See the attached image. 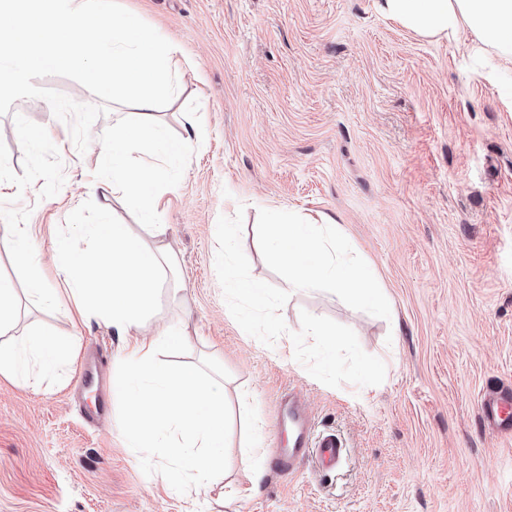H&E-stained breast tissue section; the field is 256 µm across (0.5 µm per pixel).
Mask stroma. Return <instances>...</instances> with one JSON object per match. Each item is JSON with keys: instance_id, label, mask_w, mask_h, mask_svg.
<instances>
[{"instance_id": "35a3bbf8", "label": "stroma", "mask_w": 512, "mask_h": 512, "mask_svg": "<svg viewBox=\"0 0 512 512\" xmlns=\"http://www.w3.org/2000/svg\"><path fill=\"white\" fill-rule=\"evenodd\" d=\"M120 3L172 44L179 92L154 118L196 151L156 231L122 195L87 188L97 136L135 107L111 104L83 152L45 100L0 116V225L28 231L58 291L54 304L33 300L13 236L0 235L14 337L51 330L75 352L34 387L0 376V512H512V432L480 410L512 387V60L466 33L421 37L377 0ZM89 199L177 256L135 335L187 321L183 362L212 357L229 373L228 466L192 498L142 472L115 401L97 423L83 418L84 349L100 346L110 379L122 346L109 322L77 316L51 261L58 227ZM275 208L333 219L342 258L374 268L386 305L351 306L334 284L289 288L267 234ZM228 268L266 303L226 311ZM312 322L337 332L332 351L303 336ZM274 325L296 333L293 363L269 352ZM292 391L316 431L343 438L336 470L277 468L273 422ZM251 444L265 451L256 486L242 464Z\"/></svg>"}]
</instances>
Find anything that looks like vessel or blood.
I'll list each match as a JSON object with an SVG mask.
<instances>
[{"label":"vessel or blood","mask_w":512,"mask_h":512,"mask_svg":"<svg viewBox=\"0 0 512 512\" xmlns=\"http://www.w3.org/2000/svg\"><path fill=\"white\" fill-rule=\"evenodd\" d=\"M287 407L291 434L288 448L278 461L279 467L293 471L310 457L322 470L335 468L344 454L341 437L333 431L312 433L310 422L298 401L289 400ZM481 413L491 427L505 432L512 430V392L503 391L483 400Z\"/></svg>","instance_id":"1"}]
</instances>
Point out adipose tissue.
Masks as SVG:
<instances>
[{"instance_id": "obj_1", "label": "adipose tissue", "mask_w": 512, "mask_h": 512, "mask_svg": "<svg viewBox=\"0 0 512 512\" xmlns=\"http://www.w3.org/2000/svg\"><path fill=\"white\" fill-rule=\"evenodd\" d=\"M379 9L423 37L454 38L466 32L484 48L512 59V0H378ZM268 237L293 268L290 288H311L324 281L340 283L351 304H375L382 296L372 271L336 261V231H315L295 214L272 213ZM67 355L63 342L44 333L0 347V375L15 382L29 379L32 366L53 370Z\"/></svg>"}]
</instances>
